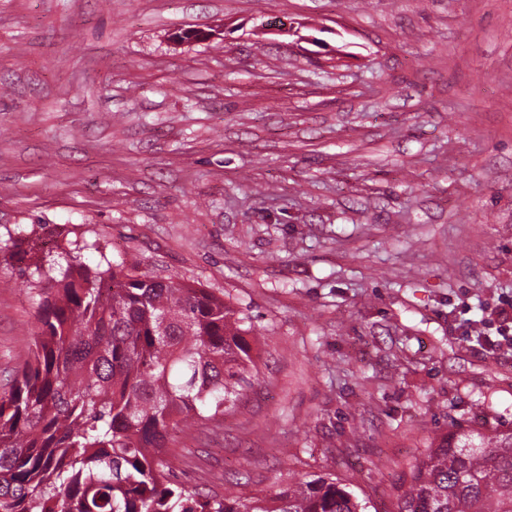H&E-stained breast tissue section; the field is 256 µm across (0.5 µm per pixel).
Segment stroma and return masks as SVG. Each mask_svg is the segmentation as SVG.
Returning <instances> with one entry per match:
<instances>
[{
	"mask_svg": "<svg viewBox=\"0 0 512 512\" xmlns=\"http://www.w3.org/2000/svg\"><path fill=\"white\" fill-rule=\"evenodd\" d=\"M34 224L252 324L237 409L168 437L181 482L397 512L437 436L512 428V348L469 333L512 300V0H0V235Z\"/></svg>",
	"mask_w": 512,
	"mask_h": 512,
	"instance_id": "35a3bbf8",
	"label": "stroma"
}]
</instances>
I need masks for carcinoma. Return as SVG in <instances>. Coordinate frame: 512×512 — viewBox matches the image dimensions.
<instances>
[{
  "label": "carcinoma",
  "instance_id": "1",
  "mask_svg": "<svg viewBox=\"0 0 512 512\" xmlns=\"http://www.w3.org/2000/svg\"><path fill=\"white\" fill-rule=\"evenodd\" d=\"M45 229L4 240L40 303L34 350L0 393V512H365L330 477L222 497L172 481L170 430L232 410L252 385V326L205 289L114 262L96 241L46 253L33 240ZM398 512H512V429L436 438Z\"/></svg>",
  "mask_w": 512,
  "mask_h": 512
}]
</instances>
